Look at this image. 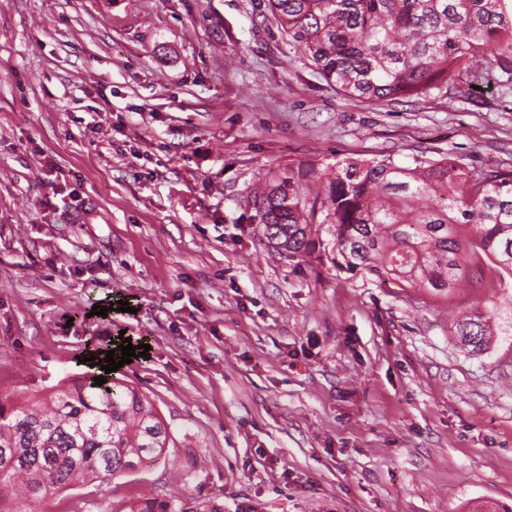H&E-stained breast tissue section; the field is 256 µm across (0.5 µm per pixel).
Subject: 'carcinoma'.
<instances>
[{
  "label": "carcinoma",
  "mask_w": 512,
  "mask_h": 512,
  "mask_svg": "<svg viewBox=\"0 0 512 512\" xmlns=\"http://www.w3.org/2000/svg\"><path fill=\"white\" fill-rule=\"evenodd\" d=\"M288 43L326 84L373 103L423 97L494 67L512 80V0H264ZM265 239L288 259L326 256L347 273L438 293L512 279V169L450 156L414 167L384 156L288 168L253 199ZM329 240L322 239V235ZM512 317L475 306L453 335L477 353ZM106 383L98 386L94 378ZM168 426L143 391L105 371L39 400L0 405V512L74 484L121 477L162 457ZM119 512H223L214 502L143 498Z\"/></svg>",
  "instance_id": "carcinoma-1"
}]
</instances>
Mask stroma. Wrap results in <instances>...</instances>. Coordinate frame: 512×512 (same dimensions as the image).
Listing matches in <instances>:
<instances>
[{
	"label": "stroma",
	"instance_id": "35a3bbf8",
	"mask_svg": "<svg viewBox=\"0 0 512 512\" xmlns=\"http://www.w3.org/2000/svg\"><path fill=\"white\" fill-rule=\"evenodd\" d=\"M263 11L0 0V403L80 380L124 333L151 346L123 372L172 435L160 459L34 512H512V336L476 355L449 334L472 306L511 309L512 288L291 261L251 203L301 163L512 169V83L349 99ZM207 508V510L205 509ZM215 502H188L183 498H143L117 512H223Z\"/></svg>",
	"mask_w": 512,
	"mask_h": 512
}]
</instances>
